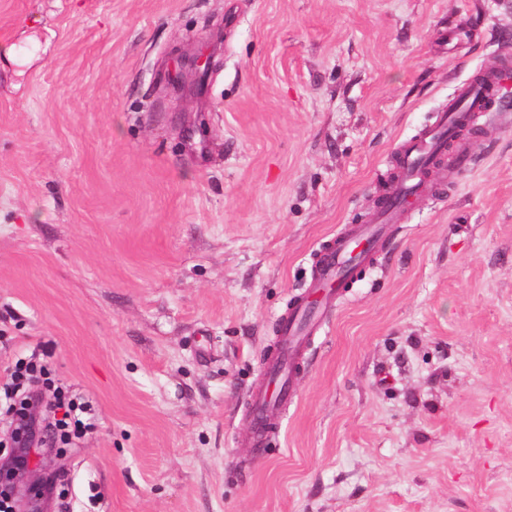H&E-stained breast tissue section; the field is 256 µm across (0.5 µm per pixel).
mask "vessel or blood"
<instances>
[{
	"instance_id": "b4317fda",
	"label": "vessel or blood",
	"mask_w": 512,
	"mask_h": 512,
	"mask_svg": "<svg viewBox=\"0 0 512 512\" xmlns=\"http://www.w3.org/2000/svg\"><path fill=\"white\" fill-rule=\"evenodd\" d=\"M498 85L499 75L495 72H486L466 81L459 86L447 112L442 113L422 136L403 146L399 158L400 177L390 190L391 204L375 211L366 224L338 237L330 250L322 252L311 287L320 293L323 303L335 299V290L344 277L348 261L354 255L376 247L403 208L424 194L425 159L445 151L448 134L459 120L476 121ZM311 330L312 320L307 316V309L300 306L282 326L281 333L293 344L308 336Z\"/></svg>"
}]
</instances>
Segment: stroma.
Here are the masks:
<instances>
[{
  "mask_svg": "<svg viewBox=\"0 0 512 512\" xmlns=\"http://www.w3.org/2000/svg\"><path fill=\"white\" fill-rule=\"evenodd\" d=\"M507 60L512 0H0V367L93 405L56 460L74 512H512V103L245 440L323 247Z\"/></svg>",
  "mask_w": 512,
  "mask_h": 512,
  "instance_id": "obj_1",
  "label": "stroma"
}]
</instances>
